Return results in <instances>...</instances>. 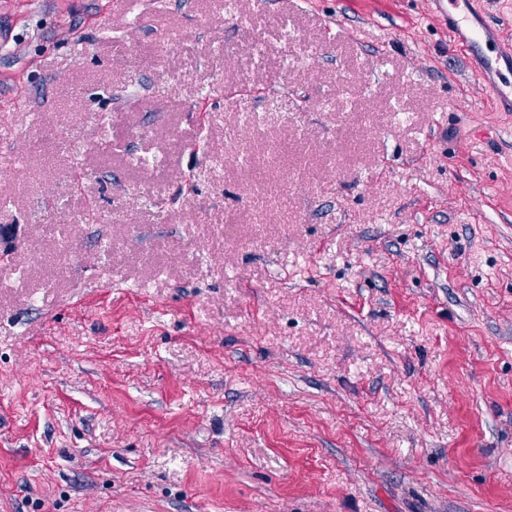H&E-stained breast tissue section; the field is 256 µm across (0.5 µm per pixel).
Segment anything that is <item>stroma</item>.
Listing matches in <instances>:
<instances>
[{
	"mask_svg": "<svg viewBox=\"0 0 512 512\" xmlns=\"http://www.w3.org/2000/svg\"><path fill=\"white\" fill-rule=\"evenodd\" d=\"M18 89L0 512H512V112L435 0H0Z\"/></svg>",
	"mask_w": 512,
	"mask_h": 512,
	"instance_id": "35a3bbf8",
	"label": "stroma"
}]
</instances>
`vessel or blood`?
I'll list each match as a JSON object with an SVG mask.
<instances>
[{
	"instance_id": "obj_1",
	"label": "vessel or blood",
	"mask_w": 512,
	"mask_h": 512,
	"mask_svg": "<svg viewBox=\"0 0 512 512\" xmlns=\"http://www.w3.org/2000/svg\"><path fill=\"white\" fill-rule=\"evenodd\" d=\"M456 7L448 19L452 44L475 61V72L489 88L493 104L512 112V43L494 33L482 0H448Z\"/></svg>"
}]
</instances>
